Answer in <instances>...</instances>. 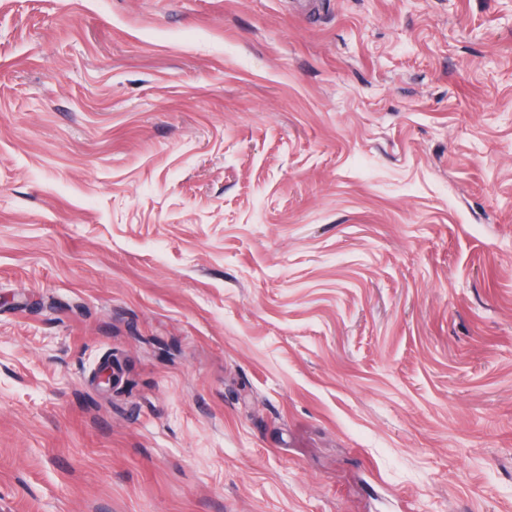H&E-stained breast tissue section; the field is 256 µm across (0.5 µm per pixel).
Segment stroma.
<instances>
[{"instance_id": "obj_1", "label": "stroma", "mask_w": 512, "mask_h": 512, "mask_svg": "<svg viewBox=\"0 0 512 512\" xmlns=\"http://www.w3.org/2000/svg\"><path fill=\"white\" fill-rule=\"evenodd\" d=\"M0 512H512V0H0Z\"/></svg>"}]
</instances>
